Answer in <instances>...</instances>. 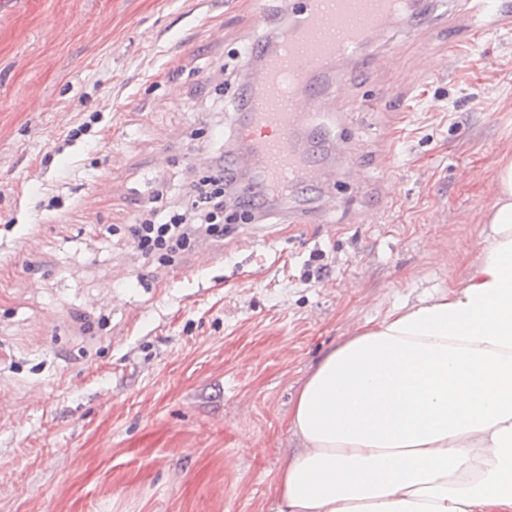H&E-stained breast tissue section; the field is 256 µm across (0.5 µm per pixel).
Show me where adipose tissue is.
<instances>
[{
    "label": "adipose tissue",
    "instance_id": "obj_1",
    "mask_svg": "<svg viewBox=\"0 0 512 512\" xmlns=\"http://www.w3.org/2000/svg\"><path fill=\"white\" fill-rule=\"evenodd\" d=\"M465 278L355 328L288 414L279 512H512V152Z\"/></svg>",
    "mask_w": 512,
    "mask_h": 512
}]
</instances>
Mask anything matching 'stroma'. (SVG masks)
Returning a JSON list of instances; mask_svg holds the SVG:
<instances>
[{"mask_svg": "<svg viewBox=\"0 0 512 512\" xmlns=\"http://www.w3.org/2000/svg\"><path fill=\"white\" fill-rule=\"evenodd\" d=\"M255 2L0 0V512H277L318 360L476 255L512 25L421 0L341 62L303 191L144 261L137 204L184 206L219 155L252 194L240 55L285 22Z\"/></svg>", "mask_w": 512, "mask_h": 512, "instance_id": "stroma-1", "label": "stroma"}]
</instances>
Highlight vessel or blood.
Instances as JSON below:
<instances>
[{"mask_svg": "<svg viewBox=\"0 0 512 512\" xmlns=\"http://www.w3.org/2000/svg\"><path fill=\"white\" fill-rule=\"evenodd\" d=\"M416 8V0H287L288 32L275 52L263 54L264 82L239 125L277 194L299 182V123L304 112L330 105L334 64L361 54L385 19Z\"/></svg>", "mask_w": 512, "mask_h": 512, "instance_id": "obj_1", "label": "vessel or blood"}]
</instances>
